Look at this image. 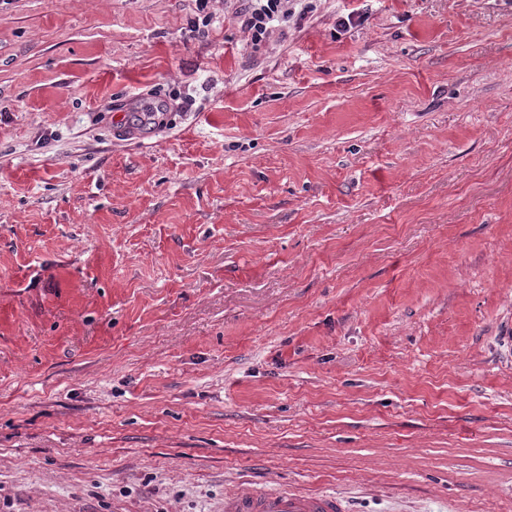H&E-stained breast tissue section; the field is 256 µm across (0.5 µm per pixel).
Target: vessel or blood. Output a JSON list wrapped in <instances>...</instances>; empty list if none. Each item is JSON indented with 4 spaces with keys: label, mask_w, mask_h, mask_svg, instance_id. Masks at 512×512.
I'll use <instances>...</instances> for the list:
<instances>
[{
    "label": "vessel or blood",
    "mask_w": 512,
    "mask_h": 512,
    "mask_svg": "<svg viewBox=\"0 0 512 512\" xmlns=\"http://www.w3.org/2000/svg\"><path fill=\"white\" fill-rule=\"evenodd\" d=\"M224 512H345L335 493L243 487L224 497Z\"/></svg>",
    "instance_id": "vessel-or-blood-1"
}]
</instances>
